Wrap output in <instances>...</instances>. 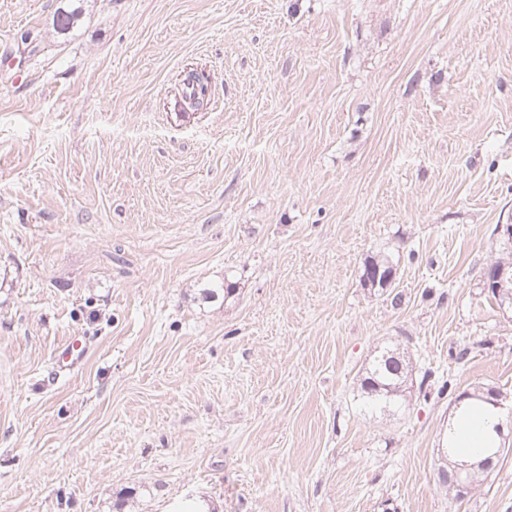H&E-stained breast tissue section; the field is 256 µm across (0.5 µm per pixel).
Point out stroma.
Returning a JSON list of instances; mask_svg holds the SVG:
<instances>
[{"label":"stroma","mask_w":512,"mask_h":512,"mask_svg":"<svg viewBox=\"0 0 512 512\" xmlns=\"http://www.w3.org/2000/svg\"><path fill=\"white\" fill-rule=\"evenodd\" d=\"M62 4L0 0V512H512V0ZM385 348L415 385L371 412ZM488 388L509 452L457 499ZM64 6L57 8L53 25L58 34L65 35L77 24L80 16V6H76L80 0H68ZM500 272V278L496 279L494 277V285L487 288L486 284L489 282L491 274L497 275ZM484 288H487L488 293H491V296L498 301L499 305L512 304V259H510V262L495 261L490 266ZM88 347L81 340H72L62 349L57 362L59 369L55 375L60 376V372L71 370L80 364L87 354Z\"/></svg>","instance_id":"35a3bbf8"}]
</instances>
